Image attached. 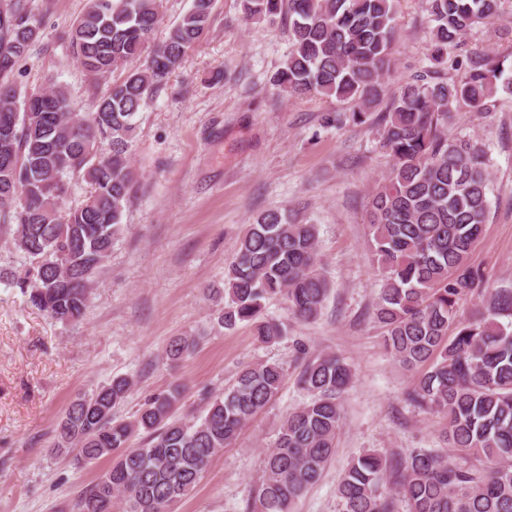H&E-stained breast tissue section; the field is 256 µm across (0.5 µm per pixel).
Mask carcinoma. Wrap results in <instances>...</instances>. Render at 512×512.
<instances>
[{
  "instance_id": "obj_1",
  "label": "carcinoma",
  "mask_w": 512,
  "mask_h": 512,
  "mask_svg": "<svg viewBox=\"0 0 512 512\" xmlns=\"http://www.w3.org/2000/svg\"><path fill=\"white\" fill-rule=\"evenodd\" d=\"M243 18L288 17L292 47L273 85L290 96L312 92L353 107L359 118L375 105L394 67L395 0H240ZM214 0H193L166 39L148 47L162 0H87L67 35L88 73L112 74L150 49L88 112L70 111L66 89L47 81L25 95L7 80L39 37L42 19L31 0H0V233L24 258L11 283L32 306L63 323L86 310L96 271L124 230L138 189L130 161L136 117L207 31ZM430 65L405 84L383 117L381 144L394 163L371 195L369 245L382 269L375 315L385 344L405 368L430 364L409 401L448 420L452 454L367 452L338 485L342 512H512V291L490 293L470 319L458 302L482 293L483 273L470 265L490 207L489 159L473 138H450L454 110L488 111L500 92L512 95V74L494 58L475 61L458 80L441 72L448 49L476 25L502 15V0H428ZM105 143L109 152L97 155ZM91 190L64 207L69 175ZM330 285L321 271L317 225L279 210L246 225L224 276L219 323L251 326L262 343L285 335L264 314L265 301L287 298L292 313L316 319ZM196 342L174 339L168 356L194 353ZM353 370L338 354L309 359L297 376L309 400L288 413L265 453L248 512H291L320 479L336 452L341 399ZM286 372L278 363L244 366L200 419L175 416L178 389L148 398L131 421L112 409L133 388L117 376L75 399L53 450L76 447V462L109 460L75 512H170L200 481L211 458L278 394ZM143 435L138 448L131 438Z\"/></svg>"
}]
</instances>
